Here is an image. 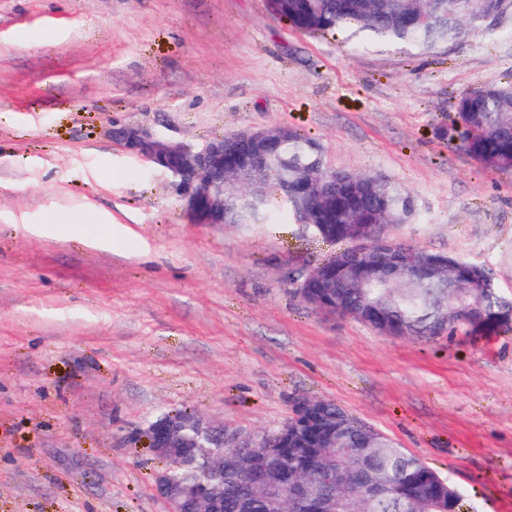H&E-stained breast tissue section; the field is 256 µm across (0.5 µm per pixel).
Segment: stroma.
Segmentation results:
<instances>
[{
  "label": "stroma",
  "mask_w": 512,
  "mask_h": 512,
  "mask_svg": "<svg viewBox=\"0 0 512 512\" xmlns=\"http://www.w3.org/2000/svg\"><path fill=\"white\" fill-rule=\"evenodd\" d=\"M512 82V14L434 54L355 50L267 0H0V512H168L150 422L224 432L330 399L475 512H512V331L393 337L288 280L341 247L299 224H193L113 138L199 145L287 126L327 163L406 186L390 240L484 264L512 298V171L441 136ZM108 234L111 249L87 245Z\"/></svg>",
  "instance_id": "stroma-1"
}]
</instances>
